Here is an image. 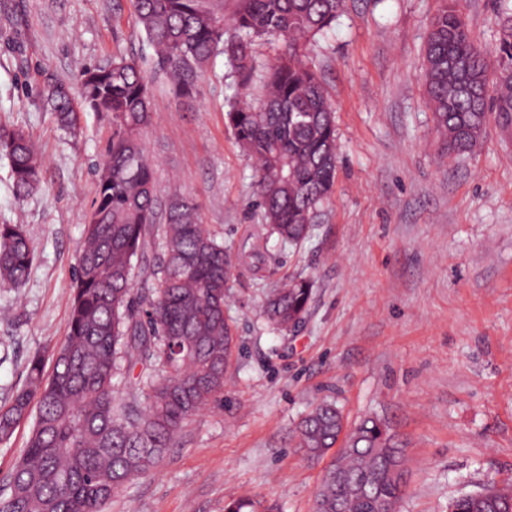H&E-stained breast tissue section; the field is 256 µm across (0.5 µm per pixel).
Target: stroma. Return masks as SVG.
Segmentation results:
<instances>
[{
	"label": "stroma",
	"instance_id": "stroma-1",
	"mask_svg": "<svg viewBox=\"0 0 512 512\" xmlns=\"http://www.w3.org/2000/svg\"><path fill=\"white\" fill-rule=\"evenodd\" d=\"M439 0H344L334 29L307 49L333 107L337 176L310 237L270 238L236 266L224 307L235 336L221 401L184 425L149 472L107 512H224L252 498L315 512L326 463L296 446L298 422L325 399L347 425L380 418L406 449L399 512H448L462 492L512 485V129L490 125L469 154L448 156L422 87L423 49ZM472 36L497 51L500 0H460ZM132 0H0V124L24 130L42 186L15 196L0 155V224L23 225L36 260L22 288L0 284V405L36 353L67 332L82 224L112 120L80 115L70 137L40 98L76 87L79 65L124 56L150 74L143 132L160 206L192 199L231 248L262 218L255 168L225 114L241 90L226 57L194 97L152 75ZM313 284L295 333L262 308L286 277Z\"/></svg>",
	"mask_w": 512,
	"mask_h": 512
}]
</instances>
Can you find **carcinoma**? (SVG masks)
I'll list each match as a JSON object with an SVG mask.
<instances>
[{
  "mask_svg": "<svg viewBox=\"0 0 512 512\" xmlns=\"http://www.w3.org/2000/svg\"><path fill=\"white\" fill-rule=\"evenodd\" d=\"M153 65L175 93L197 92L210 59L226 55L242 90L259 85L256 106L236 104L226 120L237 144L256 161L263 224L257 256L274 235L306 240L318 208L336 181V126L317 74L305 63L307 44L330 31L343 0H232L229 15L209 0H134ZM496 58L468 30L459 0H440L425 46L423 82L448 153L473 151L486 126L512 125V8ZM279 40L284 50L265 67L253 46ZM80 98L50 83L41 96L57 125L75 136L79 113L112 116V140L99 165L96 198L83 224V245L70 301L67 335L28 363L25 385L0 406V444L34 418L24 456L10 476L0 512H105L115 492L152 469L183 425L224 394L235 348L224 315L226 288L244 252L231 253L201 224L198 206L174 197L157 223L154 165L141 131L151 120V91L139 63L117 57L79 73ZM13 190L27 198L41 186L42 162L23 130L0 126ZM164 251L152 286L133 283L134 260L148 238ZM36 258L20 224H0V282L27 280ZM312 283L294 278L268 295L264 316L286 332L305 319ZM145 398L140 411L117 401L116 379H130ZM343 444L316 495V512H397L406 491V449L374 417L345 431L331 400L313 407L297 427L296 447L321 459ZM261 503L233 499L224 512H258ZM452 512H512V487H487L455 497Z\"/></svg>",
  "mask_w": 512,
  "mask_h": 512,
  "instance_id": "1",
  "label": "carcinoma"
}]
</instances>
